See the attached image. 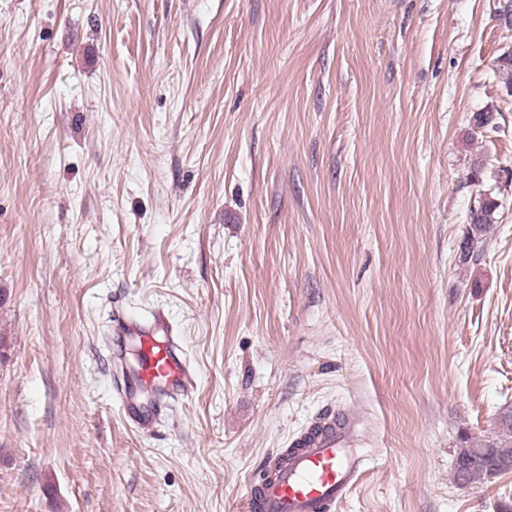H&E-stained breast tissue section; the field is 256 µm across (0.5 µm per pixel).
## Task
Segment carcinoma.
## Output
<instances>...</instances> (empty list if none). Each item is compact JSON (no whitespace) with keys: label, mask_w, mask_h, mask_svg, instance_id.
<instances>
[{"label":"carcinoma","mask_w":512,"mask_h":512,"mask_svg":"<svg viewBox=\"0 0 512 512\" xmlns=\"http://www.w3.org/2000/svg\"><path fill=\"white\" fill-rule=\"evenodd\" d=\"M495 75L507 88H512V51L497 59ZM500 205L496 198L482 194L470 209L469 228L464 256L480 251L491 225L498 222ZM497 435L471 448H463L455 457L454 478L457 482L476 486L489 482V476L512 472V410L501 413Z\"/></svg>","instance_id":"1"}]
</instances>
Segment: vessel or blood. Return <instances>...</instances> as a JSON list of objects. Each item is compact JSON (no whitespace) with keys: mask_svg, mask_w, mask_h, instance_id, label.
<instances>
[{"mask_svg":"<svg viewBox=\"0 0 512 512\" xmlns=\"http://www.w3.org/2000/svg\"><path fill=\"white\" fill-rule=\"evenodd\" d=\"M115 330L137 349L116 390L124 418L149 431L163 409L162 398H187L197 387V374L169 314L155 309L147 321L114 311ZM353 417L322 418L283 453L270 455L259 479L249 480L246 512H332L363 474L366 460L355 451Z\"/></svg>","mask_w":512,"mask_h":512,"instance_id":"1","label":"vessel or blood"}]
</instances>
